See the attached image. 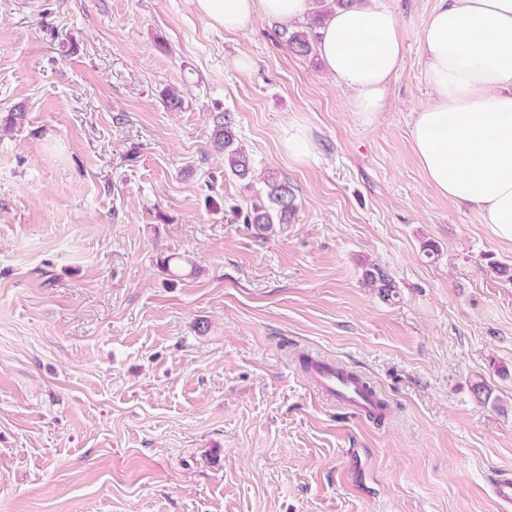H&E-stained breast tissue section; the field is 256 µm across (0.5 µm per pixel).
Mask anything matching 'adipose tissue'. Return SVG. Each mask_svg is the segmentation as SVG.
<instances>
[{
	"label": "adipose tissue",
	"instance_id": "1",
	"mask_svg": "<svg viewBox=\"0 0 512 512\" xmlns=\"http://www.w3.org/2000/svg\"><path fill=\"white\" fill-rule=\"evenodd\" d=\"M225 31L262 17L301 21L314 0H195ZM318 43L327 73L350 91L362 122L381 111L403 57L398 18L380 0H356L326 20ZM421 52L432 89L411 134L420 167L441 194L477 205L512 241V0H439Z\"/></svg>",
	"mask_w": 512,
	"mask_h": 512
}]
</instances>
